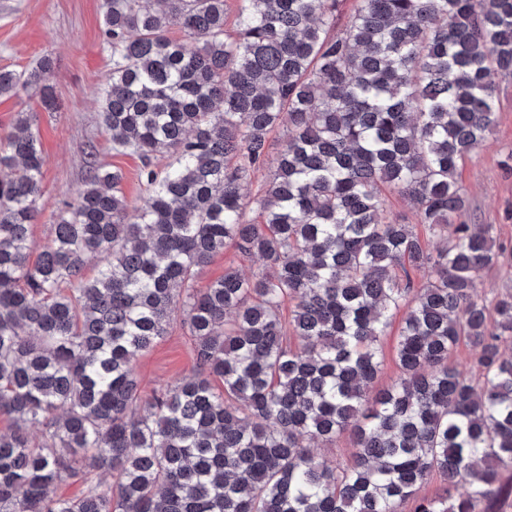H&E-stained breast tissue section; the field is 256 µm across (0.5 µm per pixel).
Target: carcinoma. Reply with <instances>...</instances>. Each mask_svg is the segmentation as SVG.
Segmentation results:
<instances>
[{
	"instance_id": "obj_1",
	"label": "carcinoma",
	"mask_w": 512,
	"mask_h": 512,
	"mask_svg": "<svg viewBox=\"0 0 512 512\" xmlns=\"http://www.w3.org/2000/svg\"><path fill=\"white\" fill-rule=\"evenodd\" d=\"M238 2L230 32L227 0H101V123L112 150L142 159L146 197L130 209L123 174L90 164L34 263L37 114L0 135V412L14 421L0 512H500L512 292L478 288L512 248L491 224L455 222L469 207L456 171L512 78V0H354L339 30L343 0ZM51 73L46 57L0 69V96L49 112ZM158 155L172 158L160 172ZM390 195L415 223L386 219ZM229 244L265 270L193 288ZM90 255L103 258L93 277ZM403 307L398 374L376 390ZM178 314L200 374L145 394L133 362ZM462 344L478 351L474 378L455 361ZM347 430L349 463L311 450ZM435 476L443 494L418 496ZM75 477L80 494L53 493Z\"/></svg>"
}]
</instances>
